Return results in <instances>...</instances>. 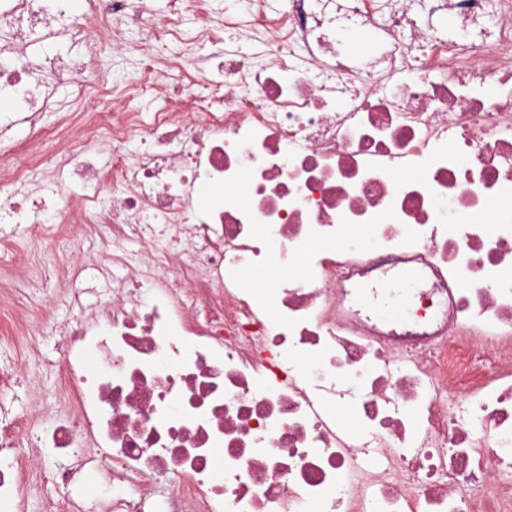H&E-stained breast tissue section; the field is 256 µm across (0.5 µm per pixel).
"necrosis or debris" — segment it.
Wrapping results in <instances>:
<instances>
[{"label": "necrosis or debris", "mask_w": 512, "mask_h": 512, "mask_svg": "<svg viewBox=\"0 0 512 512\" xmlns=\"http://www.w3.org/2000/svg\"><path fill=\"white\" fill-rule=\"evenodd\" d=\"M265 3L168 0L157 22L144 0H0L1 242L8 217L45 223L23 200L41 117L58 87L87 90L113 19L220 58L142 49L125 104L84 113L53 162L112 185L107 210L56 195L111 248L112 295L68 293L67 413L0 416V512H26L38 454L70 460L50 512H512V0ZM353 30L378 53L350 56ZM200 83L191 112L134 104ZM272 259L289 269L273 292L242 281ZM407 265L409 315L382 320Z\"/></svg>", "instance_id": "4bbe7bcc"}]
</instances>
